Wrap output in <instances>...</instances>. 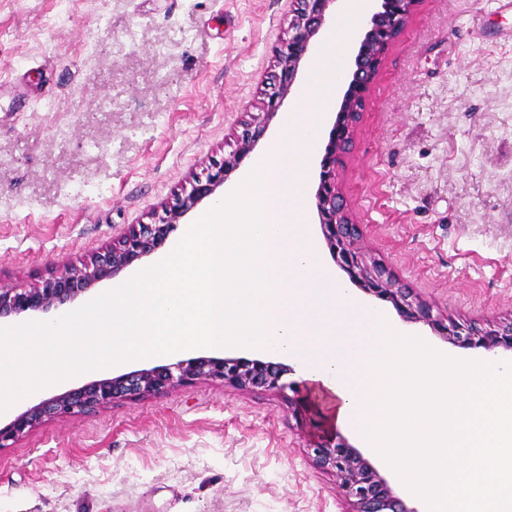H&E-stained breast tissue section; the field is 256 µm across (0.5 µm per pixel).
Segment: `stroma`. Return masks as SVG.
<instances>
[{"mask_svg": "<svg viewBox=\"0 0 512 512\" xmlns=\"http://www.w3.org/2000/svg\"><path fill=\"white\" fill-rule=\"evenodd\" d=\"M291 0H0V281L79 264L232 154ZM367 261L512 322V9L419 0L336 169ZM316 405L197 380L0 448V512H353Z\"/></svg>", "mask_w": 512, "mask_h": 512, "instance_id": "35a3bbf8", "label": "stroma"}]
</instances>
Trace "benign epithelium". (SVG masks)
I'll return each mask as SVG.
<instances>
[{
	"instance_id": "1",
	"label": "benign epithelium",
	"mask_w": 512,
	"mask_h": 512,
	"mask_svg": "<svg viewBox=\"0 0 512 512\" xmlns=\"http://www.w3.org/2000/svg\"><path fill=\"white\" fill-rule=\"evenodd\" d=\"M293 31L277 52L270 90L265 93L261 111L252 112L238 135L235 152L212 166L203 176L192 178L190 189L154 214L149 224H134L112 245L81 265H68L52 272L30 288L0 284V322L26 313L46 314L75 300L95 284L114 278L137 261L150 256L165 244L180 219L203 200L214 196L228 177L236 172L264 137L270 121L296 81L300 64L309 51L312 38L326 24L336 0H292ZM417 0H382L381 10L373 13L363 28L359 48L350 70L348 85L337 111L321 159L320 181L315 192L316 211L327 247L349 279L362 289L392 304L403 319L424 322L446 340L464 346H478L488 352L498 348L512 351V322L496 329L463 328L433 315L432 308L420 301L405 285L393 279L381 264L363 257L360 230L347 215L336 186V168L352 143L360 111L369 87L376 77L383 56L399 36ZM286 369L279 363L245 358L197 357L172 367L146 369L117 377L95 380L44 400L0 426V448L10 447L42 421L62 415H81L117 400L135 399L146 394H163L199 379H219L245 389L298 392V384L282 381ZM316 463L336 473L345 494L355 500V512H415L407 507L388 482L343 437L329 434L313 448Z\"/></svg>"
}]
</instances>
